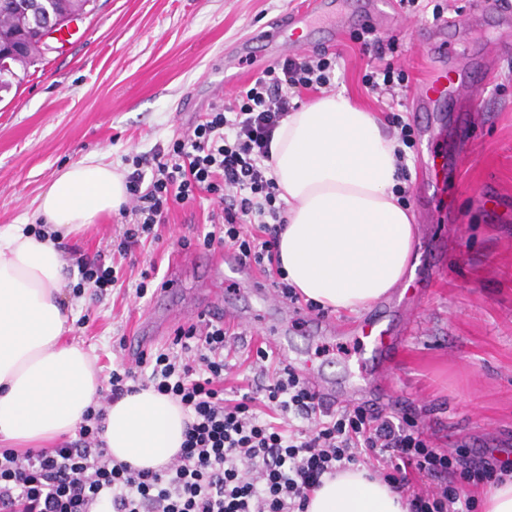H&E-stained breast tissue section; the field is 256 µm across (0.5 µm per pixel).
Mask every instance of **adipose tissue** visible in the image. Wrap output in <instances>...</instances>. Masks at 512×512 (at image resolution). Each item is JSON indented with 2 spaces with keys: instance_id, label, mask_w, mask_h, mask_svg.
Wrapping results in <instances>:
<instances>
[{
  "instance_id": "adipose-tissue-1",
  "label": "adipose tissue",
  "mask_w": 512,
  "mask_h": 512,
  "mask_svg": "<svg viewBox=\"0 0 512 512\" xmlns=\"http://www.w3.org/2000/svg\"><path fill=\"white\" fill-rule=\"evenodd\" d=\"M400 143L381 120L343 94L292 112L270 146L271 174L288 204L279 235L282 268L305 299L357 313L406 278L416 236L396 192ZM122 172L93 158L59 173L39 195L37 216L55 239L24 225L0 229V444L47 448L73 433L102 388L93 359L66 342L72 311L62 290L57 238L121 208ZM188 415L147 388L107 405L101 434L114 461L157 471L179 453ZM307 512H409L366 470L345 471L310 496Z\"/></svg>"
}]
</instances>
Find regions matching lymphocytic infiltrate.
<instances>
[{
	"instance_id": "lymphocytic-infiltrate-1",
	"label": "lymphocytic infiltrate",
	"mask_w": 512,
	"mask_h": 512,
	"mask_svg": "<svg viewBox=\"0 0 512 512\" xmlns=\"http://www.w3.org/2000/svg\"><path fill=\"white\" fill-rule=\"evenodd\" d=\"M361 49L376 60L364 76L367 90L388 93L386 119L402 144L413 147L414 130L398 112L409 78L385 59L395 42H383L370 28ZM336 65L325 51L269 64L224 104L199 113L166 148L148 159L133 157L117 252L128 255L141 238L156 237L173 204L204 193L221 210L199 243L236 251L274 278L278 297L297 300L280 276L276 242L286 208L269 175V148L294 98L331 88ZM75 265L77 293L103 294L118 279L99 258L81 255ZM236 342L230 326L202 320L178 327L170 348L112 371L107 401L137 383L188 411L182 449L169 465L137 470L112 460L100 437L104 411L91 407L76 440L23 452L0 448V512H306L323 476L370 461L378 463L379 477L401 490L410 512H476L474 490L512 474V460L496 457L494 449L474 456L465 448L438 447L415 411L324 405L266 346L257 347L255 360L267 379L263 401L248 392L226 397L227 353Z\"/></svg>"
}]
</instances>
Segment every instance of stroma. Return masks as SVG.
Wrapping results in <instances>:
<instances>
[{
	"mask_svg": "<svg viewBox=\"0 0 512 512\" xmlns=\"http://www.w3.org/2000/svg\"><path fill=\"white\" fill-rule=\"evenodd\" d=\"M299 0H95L91 14L51 35V50L11 91L0 95V228L32 218L38 196L64 168L87 156L132 171L131 157L152 156L198 113L227 100L224 63L271 19ZM454 21L453 54L431 13L401 11L375 29L399 43L392 61L410 77L406 116L415 131L407 152V203L417 225L410 282L356 314L328 312L334 332L317 324L288 325V351L311 360L321 377L344 387L358 371L347 331L376 321L401 337L385 409H412L443 448H500L512 454V17L498 23L483 0H447ZM361 23L347 7L320 14L305 34L306 54L340 53L335 86L358 106L379 112L361 79L371 59L354 37ZM488 80L481 104L459 98L437 111H416L414 98L433 74L451 69L468 83L472 67ZM443 164L438 182L433 163ZM211 200L170 211L159 241H146L133 260L115 255L122 218L105 216L64 241L65 252L111 258L121 278L102 298L69 296L76 320L69 336L94 357L101 376L133 365L121 339L137 335L152 312L174 257H187L186 288L203 276L207 249L194 241L210 221ZM155 269L144 297L135 287Z\"/></svg>",
	"mask_w": 512,
	"mask_h": 512,
	"instance_id": "35a3bbf8",
	"label": "stroma"
}]
</instances>
